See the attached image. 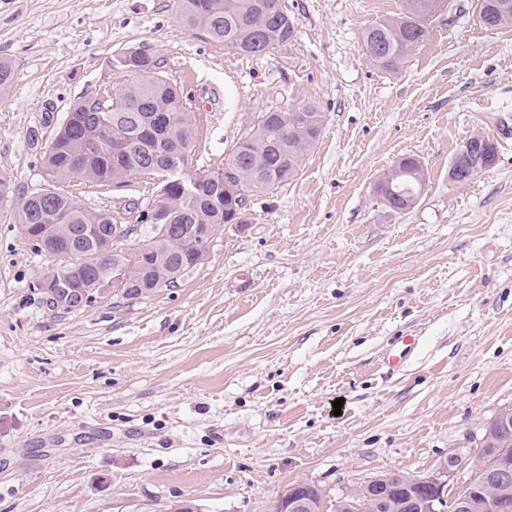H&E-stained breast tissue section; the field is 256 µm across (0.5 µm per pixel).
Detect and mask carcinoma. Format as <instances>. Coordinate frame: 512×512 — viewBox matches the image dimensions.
<instances>
[{"instance_id":"1","label":"carcinoma","mask_w":512,"mask_h":512,"mask_svg":"<svg viewBox=\"0 0 512 512\" xmlns=\"http://www.w3.org/2000/svg\"><path fill=\"white\" fill-rule=\"evenodd\" d=\"M447 0H403L402 12L393 19L375 22L366 28L363 42L367 56L380 68L397 70L403 61L428 38L431 23ZM182 21L191 31H199L211 41L249 55H261L287 44L294 35V23L284 16L277 0H179ZM478 13L487 18L489 28L512 26V0H479ZM146 61L125 71L128 82L112 100V109L96 105L95 95L80 98L70 107L73 116L81 120L85 132L97 123V117L115 118L128 132L144 129L149 116L167 112L174 118L169 137L148 138L140 134L129 143L128 151L115 158L112 144L104 141L94 151L83 150L79 136L67 134L38 135L30 133L32 142L40 145V164L46 192L41 210L43 216L33 232L25 235L37 252L51 258L50 269L61 274L73 288H93L98 278L112 275V263L129 267L132 281L129 298L147 297L155 290L154 281L162 274L155 265L161 254L190 270L199 265V250L194 247L191 230L196 224H228L234 213L228 202L213 197L205 188L194 196L180 191L178 180L200 177L186 168L170 175L171 184L158 190L156 203L168 215L164 232L152 224H142L146 244L136 250L128 248L129 220H117V207L88 210L80 204V188L123 185L133 176L157 178L166 162L186 149L193 152L197 136V118L190 98L176 82L164 77L154 84L144 76ZM323 113L313 103L288 112L276 111L264 125L250 127L224 156L218 171L235 170L249 196L267 192L293 179L300 171L307 152L322 135ZM425 173L421 161L406 156L396 161L376 185V193L388 205L406 206L401 194L413 189ZM89 224V237L78 235V228ZM390 505L384 512H406L401 507L407 490L394 478ZM492 500L512 503V484L503 487L490 483L474 501L473 512H489Z\"/></svg>"}]
</instances>
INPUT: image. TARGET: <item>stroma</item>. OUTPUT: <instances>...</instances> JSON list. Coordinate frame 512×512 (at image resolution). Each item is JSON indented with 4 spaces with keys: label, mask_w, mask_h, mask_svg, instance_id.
<instances>
[{
    "label": "stroma",
    "mask_w": 512,
    "mask_h": 512,
    "mask_svg": "<svg viewBox=\"0 0 512 512\" xmlns=\"http://www.w3.org/2000/svg\"><path fill=\"white\" fill-rule=\"evenodd\" d=\"M281 4L294 40L250 56L188 31L177 0H0L14 69L0 170L15 188L0 206V512H271L300 480L333 498L392 471L434 474L451 454L460 487L512 409V27L484 28L478 0H454L390 72L363 32L402 0ZM131 47L158 52L191 97L194 169L215 170L261 112L317 102L323 135L178 287L55 309L31 288L51 261L18 221L42 182L29 133L121 88L108 62ZM478 134L495 162L453 182ZM406 155L426 183L396 212L375 185ZM156 194L137 178L81 200L147 208Z\"/></svg>",
    "instance_id": "stroma-1"
}]
</instances>
